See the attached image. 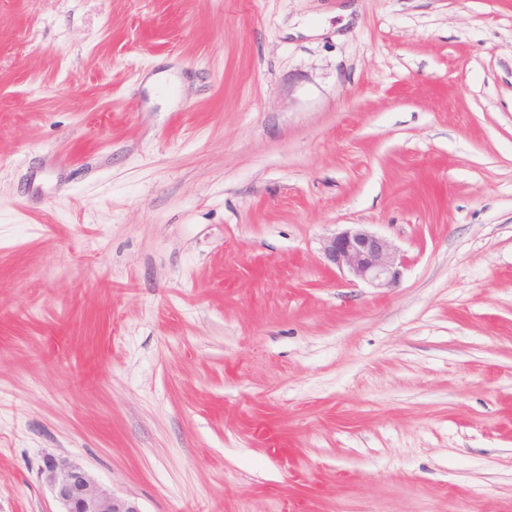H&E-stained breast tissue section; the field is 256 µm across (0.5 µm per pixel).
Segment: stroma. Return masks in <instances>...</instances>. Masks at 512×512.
Returning <instances> with one entry per match:
<instances>
[{"instance_id":"1","label":"stroma","mask_w":512,"mask_h":512,"mask_svg":"<svg viewBox=\"0 0 512 512\" xmlns=\"http://www.w3.org/2000/svg\"><path fill=\"white\" fill-rule=\"evenodd\" d=\"M360 224L381 291L328 268ZM512 512V0H0V512ZM325 260L371 288H388L401 276L402 259L385 237L363 227H352L326 240ZM39 474L61 506L59 512H141L135 501L117 495L79 464L48 454Z\"/></svg>"}]
</instances>
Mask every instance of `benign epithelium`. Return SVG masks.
Listing matches in <instances>:
<instances>
[{"mask_svg": "<svg viewBox=\"0 0 512 512\" xmlns=\"http://www.w3.org/2000/svg\"><path fill=\"white\" fill-rule=\"evenodd\" d=\"M325 260L338 271L381 289L397 283L402 259L385 237L352 227L326 240ZM61 512H141L135 501L117 495L82 466L46 455L39 469Z\"/></svg>", "mask_w": 512, "mask_h": 512, "instance_id": "7a95c632", "label": "benign epithelium"}]
</instances>
